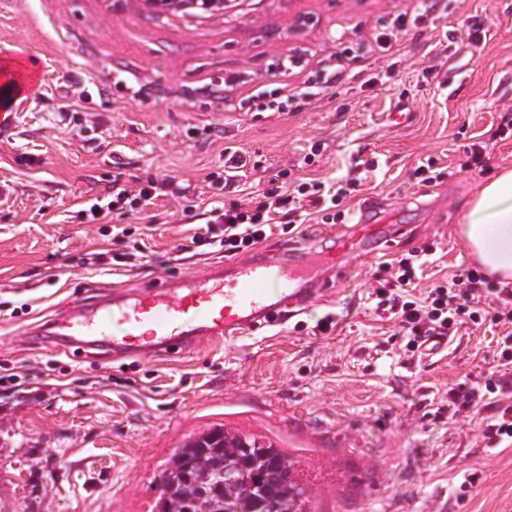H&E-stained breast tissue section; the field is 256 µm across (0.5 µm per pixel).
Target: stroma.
<instances>
[{
    "label": "stroma",
    "mask_w": 512,
    "mask_h": 512,
    "mask_svg": "<svg viewBox=\"0 0 512 512\" xmlns=\"http://www.w3.org/2000/svg\"><path fill=\"white\" fill-rule=\"evenodd\" d=\"M480 26L471 48L462 21ZM37 58L25 91L0 86V512H157L156 476L189 437L225 426L269 439L300 466L315 512H512V444L487 447L509 393L448 415V390L497 362L498 328L474 326L423 359L373 311L385 262L437 243L429 280L473 265L458 234L469 199L512 166L498 135L512 106V0H235L206 17L158 13L147 0H0V67ZM441 62L436 78L423 73ZM310 92L260 111L259 91ZM484 172L462 170L473 139ZM339 180L376 158L347 203L381 198L398 225L353 276L286 323L202 343L178 358L115 359L33 343L28 329L59 307L136 288L161 266L201 275L217 253L171 258L216 202L208 175L224 150L258 169ZM432 157V183H417ZM161 184L150 213L86 211L111 189ZM192 212H184L185 200ZM147 232L149 258L89 272L120 247L113 225ZM332 335L314 334L324 316ZM472 487L462 482L470 473Z\"/></svg>",
    "instance_id": "stroma-1"
}]
</instances>
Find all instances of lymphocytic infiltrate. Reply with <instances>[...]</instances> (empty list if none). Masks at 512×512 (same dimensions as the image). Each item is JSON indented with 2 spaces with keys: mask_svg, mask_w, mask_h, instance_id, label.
<instances>
[{
  "mask_svg": "<svg viewBox=\"0 0 512 512\" xmlns=\"http://www.w3.org/2000/svg\"><path fill=\"white\" fill-rule=\"evenodd\" d=\"M266 182V189L249 203L215 209L208 223L195 225L193 233L176 246V253L208 246L236 259L273 234L292 233L304 214L311 212L320 215L322 223H335L345 219L343 204L361 185L353 169L331 186L318 179L289 178L284 169L269 172ZM435 251V245L427 243L392 259L376 278L375 311L406 336L403 351L410 358L422 355L428 337L456 335L465 324L488 321L502 327L498 368L483 378L486 394H497L506 368L512 365V287L490 288L483 272L473 266L421 287L423 270Z\"/></svg>",
  "mask_w": 512,
  "mask_h": 512,
  "instance_id": "obj_1",
  "label": "lymphocytic infiltrate"
}]
</instances>
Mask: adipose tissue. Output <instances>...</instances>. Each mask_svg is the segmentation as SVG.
I'll return each mask as SVG.
<instances>
[{"label":"adipose tissue","mask_w":512,"mask_h":512,"mask_svg":"<svg viewBox=\"0 0 512 512\" xmlns=\"http://www.w3.org/2000/svg\"><path fill=\"white\" fill-rule=\"evenodd\" d=\"M460 234L486 270L512 281V167L501 169L470 199Z\"/></svg>","instance_id":"obj_1"}]
</instances>
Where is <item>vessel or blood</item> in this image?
<instances>
[{
	"label": "vessel or blood",
	"instance_id": "1",
	"mask_svg": "<svg viewBox=\"0 0 512 512\" xmlns=\"http://www.w3.org/2000/svg\"><path fill=\"white\" fill-rule=\"evenodd\" d=\"M373 207L362 205L356 229L336 250L287 244L277 253L211 265L200 277H158L95 303H71L35 335L62 347L108 346L116 358L151 359L280 325L324 299L333 277L349 272L350 257L371 253L395 234V225L372 220Z\"/></svg>",
	"mask_w": 512,
	"mask_h": 512
}]
</instances>
